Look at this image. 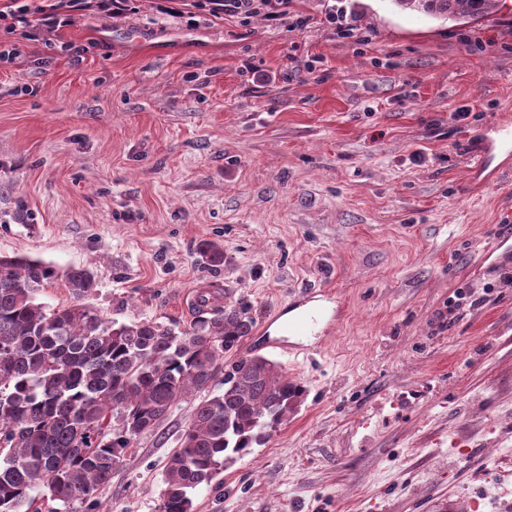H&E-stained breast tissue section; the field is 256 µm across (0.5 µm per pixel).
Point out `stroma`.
Listing matches in <instances>:
<instances>
[{
    "label": "stroma",
    "mask_w": 512,
    "mask_h": 512,
    "mask_svg": "<svg viewBox=\"0 0 512 512\" xmlns=\"http://www.w3.org/2000/svg\"><path fill=\"white\" fill-rule=\"evenodd\" d=\"M5 34L0 255L93 273L103 318L189 324L245 307L242 356L305 387L273 437L192 494L193 512H512V288L442 318L512 267V0L449 27L390 0H291L280 21L206 0H135ZM224 249L208 265L202 242ZM331 294L330 322L269 348L271 315ZM197 397L114 468L107 512H159ZM494 137H486L474 151L475 169L480 170L486 167L489 152L494 148H504L512 151V124L511 122L500 123L490 127Z\"/></svg>",
    "instance_id": "stroma-1"
}]
</instances>
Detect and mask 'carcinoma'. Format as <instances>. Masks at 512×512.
I'll return each mask as SVG.
<instances>
[{
	"label": "carcinoma",
	"mask_w": 512,
	"mask_h": 512,
	"mask_svg": "<svg viewBox=\"0 0 512 512\" xmlns=\"http://www.w3.org/2000/svg\"><path fill=\"white\" fill-rule=\"evenodd\" d=\"M402 11L457 25L491 17L504 0H391ZM213 266L224 250L206 242ZM62 276L74 303L47 311L38 293ZM95 288L86 269L59 273L38 259L0 257V512L96 505L98 489L135 439L154 430L193 393L203 397L166 465L160 512H192V492L234 456L265 444L305 389L271 360L228 361L250 335L244 307L199 294L194 320L178 330L155 320H105L83 303Z\"/></svg>",
	"instance_id": "carcinoma-1"
}]
</instances>
